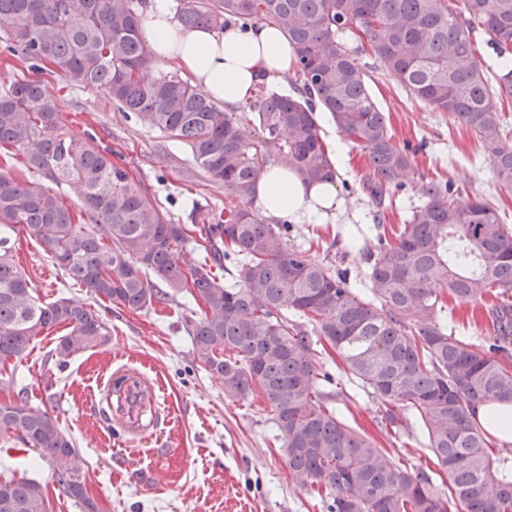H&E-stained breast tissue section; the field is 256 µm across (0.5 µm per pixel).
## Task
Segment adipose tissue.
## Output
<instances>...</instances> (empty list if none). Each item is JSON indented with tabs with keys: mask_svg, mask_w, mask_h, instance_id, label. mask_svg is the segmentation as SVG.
Masks as SVG:
<instances>
[{
	"mask_svg": "<svg viewBox=\"0 0 512 512\" xmlns=\"http://www.w3.org/2000/svg\"><path fill=\"white\" fill-rule=\"evenodd\" d=\"M142 34L154 63L174 66L228 110L244 104L258 83L277 84L294 69L287 36L270 21L244 31L186 29L175 21L171 0H150ZM255 202L265 217L292 224L333 223L345 213L335 183L305 184L278 163L266 167Z\"/></svg>",
	"mask_w": 512,
	"mask_h": 512,
	"instance_id": "ef3b65f1",
	"label": "adipose tissue"
}]
</instances>
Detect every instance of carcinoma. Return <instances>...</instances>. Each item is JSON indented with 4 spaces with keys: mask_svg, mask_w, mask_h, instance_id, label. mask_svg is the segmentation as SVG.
I'll return each instance as SVG.
<instances>
[{
    "mask_svg": "<svg viewBox=\"0 0 512 512\" xmlns=\"http://www.w3.org/2000/svg\"><path fill=\"white\" fill-rule=\"evenodd\" d=\"M145 0H0V42L38 71L53 64L74 86L102 89L136 120L189 148L233 203L214 224H173L150 204L130 172L91 137L63 131L58 100L37 79L0 88V362L20 361L32 340L64 325L58 367L109 343L99 312L71 298L41 300L16 265L12 234L24 233L65 278L132 311L181 295L194 360L233 401L258 397L273 413L293 480L316 490L327 512H512V473L493 454L474 407L512 403V228L478 197L463 203L449 181L428 180L423 206L388 230L373 224L367 291L348 271L331 272L312 247L288 244L291 225L268 224L253 209L269 158L306 183L333 181L332 152L319 133L325 113L368 159L364 187L377 203L402 189L411 149L399 145L369 89L367 74L338 40L357 30L413 99L446 112L489 153L495 177L512 187V134L493 104L512 100V0H180L185 28L218 31L271 20L296 54L299 96L258 85L242 111L248 133L201 90L174 73L143 77ZM500 60L494 80L477 61L474 23ZM72 181L71 211L44 181ZM206 254L185 258L192 233ZM224 270L226 285L215 270ZM478 304L491 328L458 336L443 294ZM337 354L357 387L379 402L385 428L433 453L435 468L410 463L345 423L320 390ZM0 438L36 451L82 512L86 462L74 439L23 391L0 400ZM448 479L443 490L438 479ZM0 512H48L45 486L0 478Z\"/></svg>",
    "mask_w": 512,
    "mask_h": 512,
    "instance_id": "1",
    "label": "carcinoma"
}]
</instances>
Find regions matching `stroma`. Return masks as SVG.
<instances>
[{
    "mask_svg": "<svg viewBox=\"0 0 512 512\" xmlns=\"http://www.w3.org/2000/svg\"><path fill=\"white\" fill-rule=\"evenodd\" d=\"M367 72L369 88L390 119L397 142L423 144L413 157V175L392 203L376 206L363 187L368 166L360 150L345 142L335 125L320 119V134L334 153L339 194L352 221L348 224L293 225L291 243L319 235L316 248L332 268L348 269L353 286L365 287L367 265L348 236L368 229L374 216L398 227L421 206L422 179H452L461 199L480 195L512 225V188H502L487 152L447 113L407 95L397 79L369 52L358 50L357 33L338 35ZM46 90L61 106L65 131L93 136L97 144L120 153L141 183L146 198L176 224L196 223L197 212L217 217L228 199L222 185L208 180L185 146L121 112L99 89L67 85L55 71L42 76ZM16 262L45 301L73 297L90 301L112 329L110 343L57 368L51 354L66 330L54 328L36 337L22 361L0 364V378L14 379L32 404L57 417L88 461L87 491L102 512H327L316 495L297 486L271 414L262 400L225 399L218 382L192 354L183 298L131 311L90 298L65 281L50 258L21 238ZM126 365L159 381L155 409L158 424L149 445L132 446L98 409V384L111 367ZM329 371L355 394L346 420L371 435L379 447L401 451L415 464L430 467L433 456L414 441L388 439L378 429L379 405L358 392L336 364ZM0 475L40 479L47 486L49 512H81L51 478L46 462L14 443L0 446Z\"/></svg>",
    "mask_w": 512,
    "mask_h": 512,
    "instance_id": "stroma-1",
    "label": "stroma"
}]
</instances>
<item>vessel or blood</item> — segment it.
Instances as JSON below:
<instances>
[{"label":"vessel or blood","instance_id":"vessel-or-blood-1","mask_svg":"<svg viewBox=\"0 0 512 512\" xmlns=\"http://www.w3.org/2000/svg\"><path fill=\"white\" fill-rule=\"evenodd\" d=\"M147 391V382L130 370L116 369L110 377L102 402L122 418L127 439L142 438L155 427V416L147 414L143 406Z\"/></svg>","mask_w":512,"mask_h":512}]
</instances>
